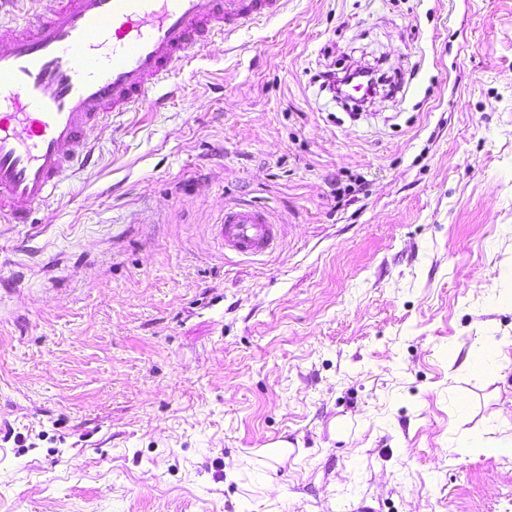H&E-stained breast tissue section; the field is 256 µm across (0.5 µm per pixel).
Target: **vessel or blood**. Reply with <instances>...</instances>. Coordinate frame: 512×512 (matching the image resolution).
<instances>
[{
    "label": "vessel or blood",
    "instance_id": "obj_1",
    "mask_svg": "<svg viewBox=\"0 0 512 512\" xmlns=\"http://www.w3.org/2000/svg\"><path fill=\"white\" fill-rule=\"evenodd\" d=\"M36 21L0 20V222L24 224L109 115L148 101L214 37L279 15L285 0H40ZM283 230L268 211L225 208V250L256 258Z\"/></svg>",
    "mask_w": 512,
    "mask_h": 512
}]
</instances>
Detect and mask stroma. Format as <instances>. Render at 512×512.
<instances>
[{
	"label": "stroma",
	"mask_w": 512,
	"mask_h": 512,
	"mask_svg": "<svg viewBox=\"0 0 512 512\" xmlns=\"http://www.w3.org/2000/svg\"><path fill=\"white\" fill-rule=\"evenodd\" d=\"M154 96L0 223V512H512V0H287ZM283 224H277L265 210L250 206L224 208L218 237L224 250L256 258L273 252L282 239ZM473 455L512 456V436L498 439L485 438L482 435L473 436L467 446Z\"/></svg>",
	"instance_id": "stroma-1"
}]
</instances>
